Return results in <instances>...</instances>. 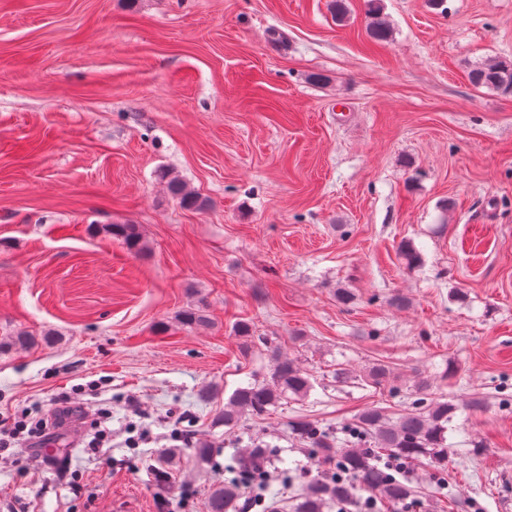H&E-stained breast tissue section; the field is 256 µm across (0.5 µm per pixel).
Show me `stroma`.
I'll use <instances>...</instances> for the list:
<instances>
[{
	"label": "stroma",
	"instance_id": "obj_1",
	"mask_svg": "<svg viewBox=\"0 0 512 512\" xmlns=\"http://www.w3.org/2000/svg\"><path fill=\"white\" fill-rule=\"evenodd\" d=\"M345 4L340 22L334 0H0V338L35 339L0 351V420L61 397L86 415L0 452V512H208L256 441L266 505L293 512L317 469L288 421L342 442L421 379L460 406L444 480L414 465L410 508L380 512L512 496V95L469 80L512 60V0H378L383 42L367 0ZM200 303L206 324L177 321ZM273 346L310 395L224 427ZM376 364L398 393L367 382ZM167 188L169 194L187 208L200 210L206 205L203 198L188 190L186 185L178 179H170ZM104 231L109 235L120 238L127 249L134 254L143 250L142 237L138 225L135 224H107Z\"/></svg>",
	"mask_w": 512,
	"mask_h": 512
}]
</instances>
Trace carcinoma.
<instances>
[{"label": "carcinoma", "mask_w": 512, "mask_h": 512, "mask_svg": "<svg viewBox=\"0 0 512 512\" xmlns=\"http://www.w3.org/2000/svg\"><path fill=\"white\" fill-rule=\"evenodd\" d=\"M372 13L368 34L375 41L388 39L389 28L379 16ZM476 87H486L504 95H512V60H494L479 65L469 73ZM169 194L183 206L200 210L203 198L188 190L178 179L168 181ZM104 231L120 238L135 254L143 250L142 237L136 224H108ZM33 343L25 331H18L0 343L3 347L26 349ZM271 374L262 381L237 388L224 405V426L235 427L245 416L261 417L270 408L288 399H303L314 388L312 375L297 360L283 357L271 350ZM412 409L391 418L382 407L365 408L344 428L350 445L340 448L317 421L298 417L288 423L289 430L312 450L313 461L324 475L307 485L300 497L296 512H324L328 501L347 504L359 489L375 491L380 500L396 503L412 496L413 490L398 475L376 462L374 454L385 453L413 462L423 460L440 475L448 466V423L457 411V405L432 396L430 384L422 379L414 390ZM269 449L249 448L240 461L242 470L253 471L262 466ZM238 489L232 485L216 490L208 503L209 512H234Z\"/></svg>", "instance_id": "carcinoma-1"}]
</instances>
